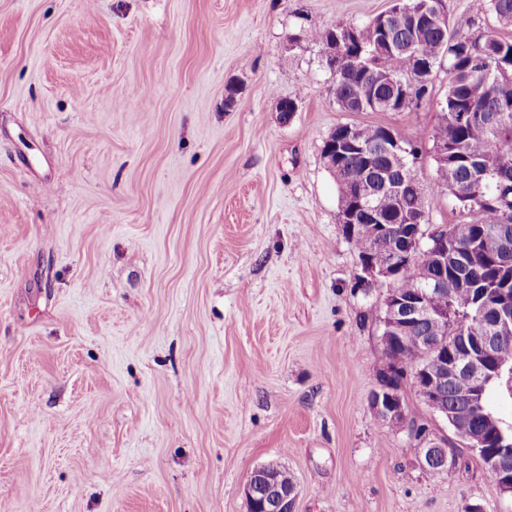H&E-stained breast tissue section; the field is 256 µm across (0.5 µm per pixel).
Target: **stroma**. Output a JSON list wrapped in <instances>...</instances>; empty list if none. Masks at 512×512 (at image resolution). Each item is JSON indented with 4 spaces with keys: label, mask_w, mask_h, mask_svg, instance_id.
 Masks as SVG:
<instances>
[{
    "label": "stroma",
    "mask_w": 512,
    "mask_h": 512,
    "mask_svg": "<svg viewBox=\"0 0 512 512\" xmlns=\"http://www.w3.org/2000/svg\"><path fill=\"white\" fill-rule=\"evenodd\" d=\"M392 4L0 0V512H247L268 465L296 512H512L469 448L424 472L369 406L383 291L322 150L382 125L433 185L448 74L344 112L305 32Z\"/></svg>",
    "instance_id": "35a3bbf8"
}]
</instances>
